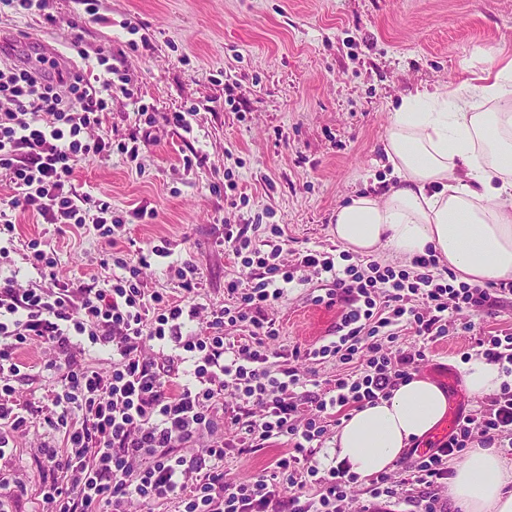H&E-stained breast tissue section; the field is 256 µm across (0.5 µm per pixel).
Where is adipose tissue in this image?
I'll list each match as a JSON object with an SVG mask.
<instances>
[{
  "instance_id": "adipose-tissue-1",
  "label": "adipose tissue",
  "mask_w": 512,
  "mask_h": 512,
  "mask_svg": "<svg viewBox=\"0 0 512 512\" xmlns=\"http://www.w3.org/2000/svg\"><path fill=\"white\" fill-rule=\"evenodd\" d=\"M383 152L392 184L336 209L333 235L350 251L412 261L426 250L458 281L512 278V59L491 56L466 87L404 97L391 112ZM476 396L506 377L480 357L462 366ZM448 411L445 392L417 377L354 411L329 451L334 464L366 478L389 470ZM458 512H512V461L472 442L448 481Z\"/></svg>"
}]
</instances>
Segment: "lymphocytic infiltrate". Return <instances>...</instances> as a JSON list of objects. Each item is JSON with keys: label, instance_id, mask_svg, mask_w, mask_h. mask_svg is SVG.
Segmentation results:
<instances>
[{"label": "lymphocytic infiltrate", "instance_id": "1", "mask_svg": "<svg viewBox=\"0 0 512 512\" xmlns=\"http://www.w3.org/2000/svg\"><path fill=\"white\" fill-rule=\"evenodd\" d=\"M94 80L84 71H48L26 65L0 67V175L13 194L0 202V237L13 236L18 214L47 224L84 227L89 196L76 192V163L113 152L137 156L151 146V132L112 141L97 135L113 94L126 93L124 71L99 55ZM94 221L109 235L112 209L95 203ZM288 241L277 224H228L223 245L245 266H259V281L224 283V305L199 302L201 276L189 261L176 270L181 299L145 293L140 269L127 255L106 258L118 275L99 287L59 279L55 250L41 240L27 244L29 261L43 282L19 287L0 275V460L11 456L12 437L32 424L35 411L21 405L14 382L23 365L17 352L31 342L55 353L45 370L56 378L45 426L62 446L41 447L40 495L46 512H129L132 501H174L178 512H343L354 499L357 476L340 465L319 469L327 419L389 396L412 379L425 351H390L400 332L430 344L447 333L461 311L488 313L512 296V280L482 285L457 282L435 252L410 267L375 261L350 264L348 251H297L279 261ZM325 279L314 304L339 306L331 338L307 348H277L280 329L271 310L297 273ZM205 319V333L183 328ZM112 349V367L101 371L84 355ZM336 358L342 368L308 393L305 362ZM305 389L295 400V389ZM480 433L483 445L512 440V388L486 406L459 416L448 439L427 451L411 449L400 474L367 480L359 512L405 502L413 512H448L441 497L459 456ZM286 439L289 450L270 473L235 481L224 471L229 452L240 454ZM201 450L196 460L181 448Z\"/></svg>", "mask_w": 512, "mask_h": 512}]
</instances>
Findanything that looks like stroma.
Returning <instances> with one entry per match:
<instances>
[{"mask_svg":"<svg viewBox=\"0 0 512 512\" xmlns=\"http://www.w3.org/2000/svg\"><path fill=\"white\" fill-rule=\"evenodd\" d=\"M98 17L79 0H45L43 14H0V31L21 35L14 58L38 56L54 43L69 59L70 21L82 47L123 51L129 96L113 98L100 135L121 138L153 120L154 145L137 158L80 162L78 193L110 203L121 220L115 251L145 255L148 290L181 297L175 269L191 260L202 276L200 301L223 304L224 282L252 279L219 241L228 224H278L289 248L337 245L332 218L350 194H382L390 170L383 139L390 112L409 94L470 78L498 48L512 51V0H97ZM194 111L192 133L165 125L167 112ZM201 169L184 170L191 152ZM236 184L237 203L226 197ZM155 210L154 219L135 211ZM38 239L57 253L66 279H111L101 266L104 243L94 224L60 230L19 215L0 271L21 284L38 282L26 245ZM168 255L158 256L154 246ZM317 281L293 282L274 309L280 346L314 344L333 330L337 307L313 304ZM512 333V299L494 315L461 312L448 334L429 346L420 375L448 371L463 386L464 355L477 333ZM50 354L39 342L18 353L27 368L16 384L23 404H42L52 380ZM60 444L42 424L16 433L13 456L0 463L26 487L14 512H42L37 459L41 442ZM276 441L250 454L229 453L224 470L251 479L285 452Z\"/></svg>","mask_w":512,"mask_h":512,"instance_id":"obj_1","label":"stroma"}]
</instances>
